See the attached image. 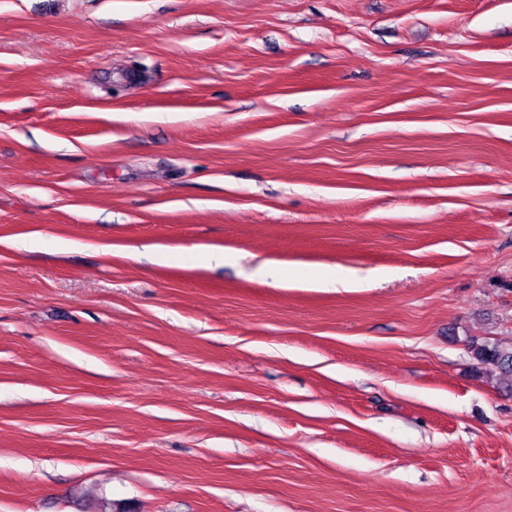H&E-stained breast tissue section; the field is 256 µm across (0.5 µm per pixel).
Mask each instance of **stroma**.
Here are the masks:
<instances>
[{
	"label": "stroma",
	"instance_id": "stroma-1",
	"mask_svg": "<svg viewBox=\"0 0 512 512\" xmlns=\"http://www.w3.org/2000/svg\"><path fill=\"white\" fill-rule=\"evenodd\" d=\"M473 341L512 0H0V512H512ZM279 277L278 285L282 288L301 284L308 288L335 291L338 288L348 290L360 286V281L353 275L348 273L336 275V270L324 267L308 269L306 273H303L293 267L280 265Z\"/></svg>",
	"mask_w": 512,
	"mask_h": 512
}]
</instances>
